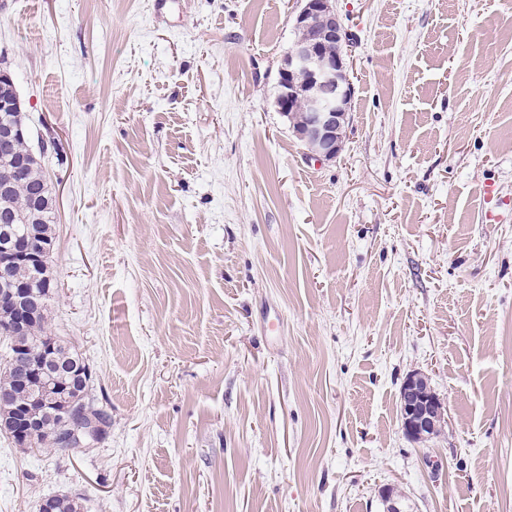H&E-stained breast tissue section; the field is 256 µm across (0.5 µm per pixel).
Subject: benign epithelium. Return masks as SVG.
<instances>
[{"label": "benign epithelium", "mask_w": 512, "mask_h": 512, "mask_svg": "<svg viewBox=\"0 0 512 512\" xmlns=\"http://www.w3.org/2000/svg\"><path fill=\"white\" fill-rule=\"evenodd\" d=\"M297 38L284 60L279 74L288 86V96L276 99L281 112L291 106V99L301 96L306 100L307 112L297 128V136L310 148L318 160H332L340 152L343 128L351 87L347 79V62L343 45L347 40L345 26L336 13L332 0H305L296 19ZM23 137V130L9 122L0 124V153L9 156L15 142ZM52 246L38 240L30 231L14 227L10 218H0V278L8 280L10 260L27 262L31 268L42 269ZM17 317L14 326L4 331L11 336L19 354L17 381L29 393L32 405L54 407V429L64 441L77 447H89L96 439V427L84 426V402L52 386L51 367L56 360L54 347H49L42 362L32 364L22 359L23 345L19 337L25 334L30 322L36 320L40 310L37 295L24 285L8 288L0 294ZM402 429L404 434L418 440L433 433L443 411L437 397L429 390L427 382L418 375H411L403 382L400 391ZM49 424L39 416L25 414L21 417L6 414L0 417V433L28 441L34 429L45 430Z\"/></svg>", "instance_id": "7a95c632"}]
</instances>
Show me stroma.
Listing matches in <instances>:
<instances>
[{"instance_id": "35a3bbf8", "label": "stroma", "mask_w": 512, "mask_h": 512, "mask_svg": "<svg viewBox=\"0 0 512 512\" xmlns=\"http://www.w3.org/2000/svg\"><path fill=\"white\" fill-rule=\"evenodd\" d=\"M153 2L0 0L54 142L48 330L111 417L90 450L0 435V512H512V0H335L325 162L276 105L304 0ZM414 373L444 409L417 442Z\"/></svg>"}]
</instances>
